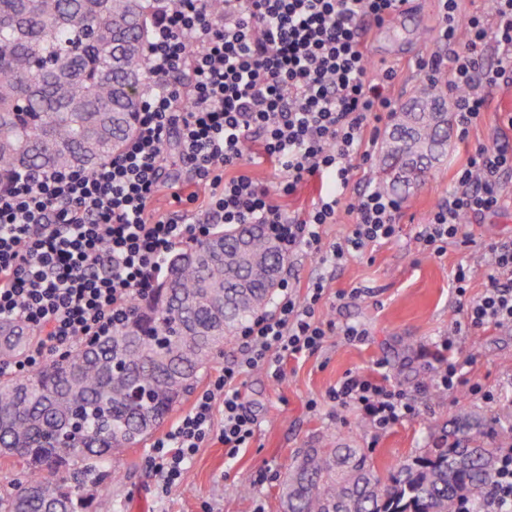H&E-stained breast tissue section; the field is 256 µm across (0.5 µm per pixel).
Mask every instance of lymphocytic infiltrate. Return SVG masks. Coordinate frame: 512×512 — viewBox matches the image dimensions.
<instances>
[{
    "label": "lymphocytic infiltrate",
    "instance_id": "obj_1",
    "mask_svg": "<svg viewBox=\"0 0 512 512\" xmlns=\"http://www.w3.org/2000/svg\"><path fill=\"white\" fill-rule=\"evenodd\" d=\"M154 20L145 54L151 79L140 96L136 132L123 151L86 172L40 169L15 177L0 192V320L28 328L35 342L20 358L0 362V374L24 376L51 357L71 353L78 341L105 335L149 296L174 249L194 245L219 224H261L286 255L317 256L335 268L400 233L398 202L379 189L347 200L356 161H369L379 124L395 110L392 69L372 70L369 25H382L397 0H151ZM440 40L447 57L419 61L420 70L448 67L456 126L467 137L487 105L486 89L512 79V0H494L488 15L458 16V0H441ZM468 47L455 51L458 36ZM494 42L495 62L482 48ZM176 143L192 181L210 189L197 214L179 217L153 209L161 192L182 204V182H163L167 147ZM253 143L283 175L279 192L324 175L331 181L314 207L289 215L274 193L241 174L245 143ZM512 175V149L479 146L457 173L456 189L421 225L416 240L434 256L449 243L471 246L464 218L499 208ZM355 220L350 231L324 243L322 228L339 207ZM488 286L468 297L470 268L458 267L455 293L465 329L512 331V240L488 247ZM325 284L316 279L298 296L282 281L273 313L240 332L242 357L212 375L190 410L156 439L148 462L166 495L184 484L199 448L221 442L235 456L254 435L257 420L237 381L262 367L280 377L284 358L311 355L326 337L363 341L356 323H321L315 308ZM436 357L434 381L451 394L481 392L457 358L456 336ZM329 397L356 408L376 431L412 418L417 400L406 389L365 373H346ZM483 512H512V448L501 454Z\"/></svg>",
    "mask_w": 512,
    "mask_h": 512
}]
</instances>
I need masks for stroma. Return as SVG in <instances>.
I'll return each instance as SVG.
<instances>
[{
  "instance_id": "obj_1",
  "label": "stroma",
  "mask_w": 512,
  "mask_h": 512,
  "mask_svg": "<svg viewBox=\"0 0 512 512\" xmlns=\"http://www.w3.org/2000/svg\"><path fill=\"white\" fill-rule=\"evenodd\" d=\"M441 23L440 0H415L413 19L402 40H393L377 28L370 32L371 65L394 68L391 94L398 107H405L430 81L447 83L446 73L431 79L415 66L419 59L447 55V47L439 41ZM503 143L512 144V83L488 90L486 109L468 139L449 134L447 159L434 164L400 196V241L376 245L333 271L310 254L290 257L286 269L298 295H305L316 278L325 280L317 320L360 324L367 339L349 343L328 337L315 354L284 359L277 380L263 368L245 372L239 387L257 419L254 436L232 457L223 444L205 443L190 464L185 484L168 496L154 492L157 477L146 461V448L114 455L113 470H127L131 476L113 485L112 512H282L279 486L301 449L329 441L346 443L367 449L382 469L421 455L438 432L453 429L462 415L512 426V333L491 327L469 331L461 339L463 354L474 357L470 376L491 392V399L482 394L454 396L432 387L423 394L417 416L378 433L358 412L337 409L328 397L347 372H370L381 360L387 363L392 384L411 390L426 378L428 363L462 318L452 291L458 264L474 266L468 294L480 295L488 285L487 244L512 239V180L505 183L498 210L470 220L474 246L452 244L437 258L421 250L415 233L455 188L456 174L471 151L479 145L492 148ZM355 288L362 294L353 299L349 293ZM242 483L247 493H235V486Z\"/></svg>"
}]
</instances>
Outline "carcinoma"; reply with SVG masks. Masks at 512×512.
<instances>
[{
  "instance_id": "1",
  "label": "carcinoma",
  "mask_w": 512,
  "mask_h": 512,
  "mask_svg": "<svg viewBox=\"0 0 512 512\" xmlns=\"http://www.w3.org/2000/svg\"><path fill=\"white\" fill-rule=\"evenodd\" d=\"M149 0H0V185L20 172L112 158L136 129L149 81ZM435 83L397 113L379 189L401 194L448 153ZM287 255L257 224H231L170 261L130 318L26 377L0 376V449L27 472L0 485V512H87L85 486L112 454L142 445L190 392L213 353L274 298ZM34 343L0 322V361ZM475 416L410 462L375 469L346 444L304 449L281 484L282 512H480L499 444Z\"/></svg>"
}]
</instances>
